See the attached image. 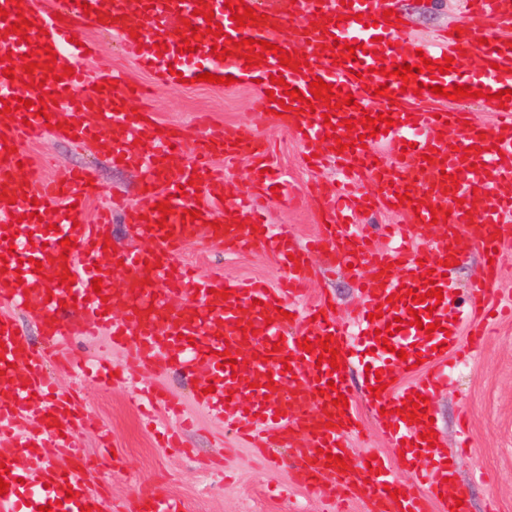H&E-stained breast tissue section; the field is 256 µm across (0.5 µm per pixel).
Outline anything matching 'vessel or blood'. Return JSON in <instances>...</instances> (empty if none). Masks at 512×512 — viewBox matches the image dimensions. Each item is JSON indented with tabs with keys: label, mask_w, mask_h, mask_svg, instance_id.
I'll return each instance as SVG.
<instances>
[{
	"label": "vessel or blood",
	"mask_w": 512,
	"mask_h": 512,
	"mask_svg": "<svg viewBox=\"0 0 512 512\" xmlns=\"http://www.w3.org/2000/svg\"><path fill=\"white\" fill-rule=\"evenodd\" d=\"M256 19L239 27L225 8V0H205L220 35L208 34L203 16L194 12L196 0H59L56 13L39 8L36 0H0L6 16L0 17V98L28 100L29 108L0 114V256L7 257L0 273V300L27 307L38 320L48 344L57 346L78 336L107 333L112 344L128 351V366L173 364L187 375L204 372L209 394H197L196 402L214 415H226L227 430L270 458L275 446L289 448L286 459L295 481L318 491L342 512L346 499H363L370 512H468L461 506L464 490H449L456 467L448 463L441 446L430 445L422 435L434 417L433 397L447 384L452 362L473 358L480 351L500 301L492 285L498 277L506 241L512 240V100L501 103L494 96L512 90V0H462L456 25L436 38L421 41L405 35L401 23L386 24L382 17L389 0H244ZM328 16V24L316 23L315 15ZM31 26L26 34L11 33L18 16ZM197 26V51H182L176 31L182 21ZM94 28L116 37L127 56L164 83H179L208 72L233 76L239 85L254 86L253 107L262 112L276 109L285 100L287 128L300 142L303 156L321 166L328 148L339 139H363L360 147H348L336 156L337 179L318 188L324 216L320 234L298 247L284 232L267 229L259 213L262 200L271 198L279 178L270 173V153L242 128L206 125L194 138L184 129L159 127L148 105L149 87L117 80L108 66H101L95 80L83 69L62 80L48 79L45 46H52L57 66H69L83 57L76 45L79 30ZM139 38H132V31ZM279 45L292 57H304L305 66L282 68L273 53L258 66L246 67L248 40ZM165 43L166 52L156 50ZM238 43L237 55L219 59L212 47ZM364 45V52L347 59V46ZM33 54L36 67L25 75L21 60ZM452 57L451 70L438 66ZM434 61L429 70L411 75H380V67L414 65L421 58ZM467 58L479 60L475 70L463 67ZM12 77H4L5 67ZM282 75L284 85H272ZM353 94V106L328 107L314 100L313 111L285 96V88L309 93L315 78ZM409 92H402V85ZM468 85L489 94L485 106L498 120L491 130L472 122L465 109H449V100L432 94L433 86ZM383 95H374L376 87ZM390 114L396 124L388 133L370 137L359 120L362 114ZM355 120L347 129L346 120ZM62 124L80 140L97 139L111 158L148 170V190L132 207L111 200L89 222V202L100 196L89 172L69 170L46 179L31 173L18 175V165L28 162L23 144L40 139L47 124ZM194 144V159L184 162L183 146ZM432 162H425V154ZM249 157L255 173L252 192L230 196L223 169L212 159ZM371 191L358 193V183ZM404 203H397V196ZM170 205L161 216L156 205ZM397 204L408 214L405 224L391 225L387 244L375 248L372 225L362 218L375 206ZM229 217L220 228L212 222L217 209ZM198 211L195 221L183 220L186 210ZM54 214L53 227L34 218V211ZM122 211L148 248H128L106 254L103 245L113 211ZM165 228H158V219ZM242 219L236 227L234 219ZM203 233L221 245L254 244L272 252L286 276L279 287L261 281H237L214 273L197 276L180 264L178 256L188 237ZM70 239V250L60 242ZM479 251L483 262L471 279L470 305L458 311L452 306L453 281L446 276L445 261H465ZM330 253L342 264L369 266L371 276L361 280V300L349 320L341 322L327 301L304 303L314 255ZM72 283H59L63 272ZM101 278V292L91 282ZM439 287L442 302L428 291ZM228 297H221V290ZM425 295L416 309L421 327L411 326L404 303L388 304L389 296L406 290ZM382 310V318L369 313ZM439 330L425 333L429 321ZM400 329L387 344L376 333L388 323ZM16 320L0 314V441L8 452L0 453V478L9 489L0 495V512H107L108 500L86 482L82 470L54 463L20 466L31 452L53 446L73 445V427L80 420L70 398L51 395L41 355L29 348L19 334ZM468 340H461V333ZM328 339L337 349L340 370L319 360L318 353L300 349L302 340ZM406 350L400 360L398 350ZM360 371V386L386 382L385 390L368 397L366 405L377 418L391 447L402 449L414 462L415 480L403 487L384 457L372 462L342 465L348 457L347 439L361 423L356 406L336 405L338 395L349 394L348 369ZM410 372L405 383L394 382L395 372ZM260 386H251L252 378ZM274 388H266V380ZM425 398L415 422L400 413L408 397ZM136 400L178 412L179 404L166 391L140 387ZM234 415H227L229 407ZM35 420L33 428L20 429L22 418ZM335 462H328V455ZM404 488L399 499L390 492Z\"/></svg>",
	"instance_id": "b4317fda"
}]
</instances>
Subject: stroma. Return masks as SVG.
I'll list each match as a JSON object with an SVG mask.
<instances>
[{"instance_id": "1", "label": "stroma", "mask_w": 512, "mask_h": 512, "mask_svg": "<svg viewBox=\"0 0 512 512\" xmlns=\"http://www.w3.org/2000/svg\"><path fill=\"white\" fill-rule=\"evenodd\" d=\"M409 33L428 39L459 17L456 0H395ZM96 55L78 61L88 79H95L100 60L131 80L148 83L151 75L141 70L108 33L84 31ZM249 87L162 86L157 91L154 113L167 124L192 126L205 114L217 123L240 124L252 138L270 145L272 164L292 193L291 199H272L266 204V221L288 232L297 244L318 233L321 206L309 195L315 183L336 178L333 160L322 168L308 169L297 139L272 115L254 112ZM35 168L52 177L71 168L90 172L104 196H120L137 204L144 175L131 167L112 163L92 141L73 142L48 133L25 145ZM181 258L200 273L223 272L237 278H262L277 284L284 271L277 259L262 247L231 248L192 236ZM313 273L307 301L329 297L337 315L347 316L360 301L359 283L328 255L313 257ZM49 370L58 389L77 392L85 421L75 434V444L92 483L104 484L112 497V512H134L141 493L160 492L181 502L185 512H326L323 497L296 483L287 465H265L255 460L248 446L226 433L223 420L197 406L194 385L173 366H144L134 373V383L156 385L170 392L192 419L180 429V445L166 448L159 433L169 427L164 414L146 425L132 402L129 386L98 388L81 384L63 363L50 359ZM471 416L470 452L456 458L458 481L465 490L469 512H485L495 500L498 512H512V320L500 324L481 358L457 370L444 393L435 399V421L441 446L453 452L456 419L460 411ZM113 453L102 456V444ZM351 458L372 451L387 457L399 482L410 483L411 471L398 451L390 448L370 418H363L360 433L348 439Z\"/></svg>"}]
</instances>
